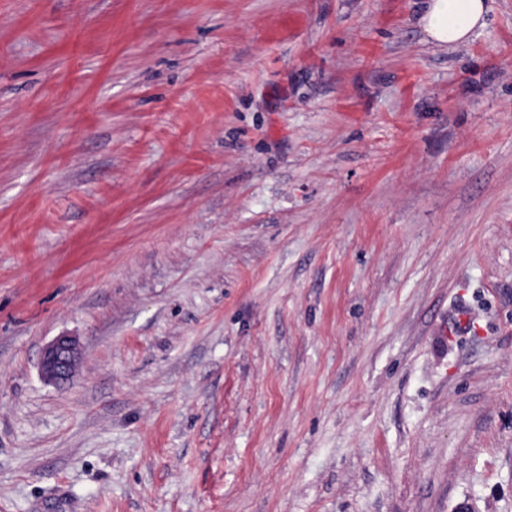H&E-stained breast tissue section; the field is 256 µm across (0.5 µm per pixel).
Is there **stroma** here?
Segmentation results:
<instances>
[{"mask_svg": "<svg viewBox=\"0 0 512 512\" xmlns=\"http://www.w3.org/2000/svg\"><path fill=\"white\" fill-rule=\"evenodd\" d=\"M423 4L0 0V512H512V0ZM419 25L430 42L455 47L470 40L484 26L488 0H425ZM80 358L76 341L70 336H58L44 349L40 362L42 378L49 383L69 380Z\"/></svg>", "mask_w": 512, "mask_h": 512, "instance_id": "35a3bbf8", "label": "stroma"}]
</instances>
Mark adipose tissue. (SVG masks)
<instances>
[{
  "instance_id": "adipose-tissue-1",
  "label": "adipose tissue",
  "mask_w": 512,
  "mask_h": 512,
  "mask_svg": "<svg viewBox=\"0 0 512 512\" xmlns=\"http://www.w3.org/2000/svg\"><path fill=\"white\" fill-rule=\"evenodd\" d=\"M488 11L486 0H427L419 24L430 42L454 47L484 26Z\"/></svg>"
}]
</instances>
